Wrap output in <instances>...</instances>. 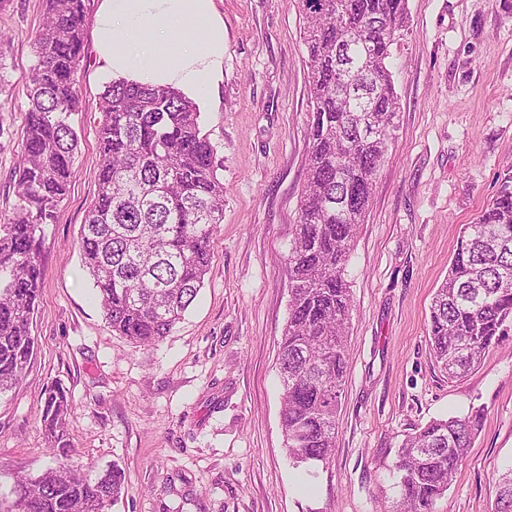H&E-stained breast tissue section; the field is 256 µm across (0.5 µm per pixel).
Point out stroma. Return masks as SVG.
<instances>
[{
	"label": "stroma",
	"mask_w": 512,
	"mask_h": 512,
	"mask_svg": "<svg viewBox=\"0 0 512 512\" xmlns=\"http://www.w3.org/2000/svg\"><path fill=\"white\" fill-rule=\"evenodd\" d=\"M42 0H9L0 32V215L11 216ZM224 76L200 109L224 178V221L205 284L157 345L113 333L83 268L79 228L97 193L99 97L92 46L70 121L76 177L45 229L35 354L0 394V496L54 460L41 430L48 386L69 391L72 466L119 463L109 512H391L405 434L483 409L466 461L434 512H496L512 470V325L480 366L448 379L427 341L429 307L460 230L512 172V0H408L390 48L398 110L348 265L349 361L329 466L284 448L278 340L286 258L309 150L307 51L295 0H214Z\"/></svg>",
	"instance_id": "35a3bbf8"
}]
</instances>
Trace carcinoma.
<instances>
[{"label":"carcinoma","mask_w":512,"mask_h":512,"mask_svg":"<svg viewBox=\"0 0 512 512\" xmlns=\"http://www.w3.org/2000/svg\"><path fill=\"white\" fill-rule=\"evenodd\" d=\"M305 20L309 78L307 178L288 253V319L279 342L284 446L296 464H327L336 448L352 311L346 279L374 179L385 161L398 97L390 46L404 35L407 0H297ZM29 108L14 188L0 224V394L24 374L35 350L31 324L45 226L70 189L79 137L77 75L84 59L86 0H43ZM95 200L79 232L112 332L140 346L162 341L196 299L224 214V180L197 104L179 89L123 79L100 96ZM512 323V175L458 238L448 276L430 307L433 358L448 379L474 371ZM73 405L46 390L42 432L68 457ZM482 413L433 419L404 436L395 464L394 512L432 508L452 485ZM127 491L112 464L90 483L64 462L22 477L6 512H108Z\"/></svg>","instance_id":"obj_1"}]
</instances>
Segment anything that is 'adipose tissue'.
I'll use <instances>...</instances> for the list:
<instances>
[{
  "label": "adipose tissue",
  "mask_w": 512,
  "mask_h": 512,
  "mask_svg": "<svg viewBox=\"0 0 512 512\" xmlns=\"http://www.w3.org/2000/svg\"><path fill=\"white\" fill-rule=\"evenodd\" d=\"M94 49L115 78L204 97L224 73V23L213 0H99Z\"/></svg>",
  "instance_id": "adipose-tissue-1"
}]
</instances>
